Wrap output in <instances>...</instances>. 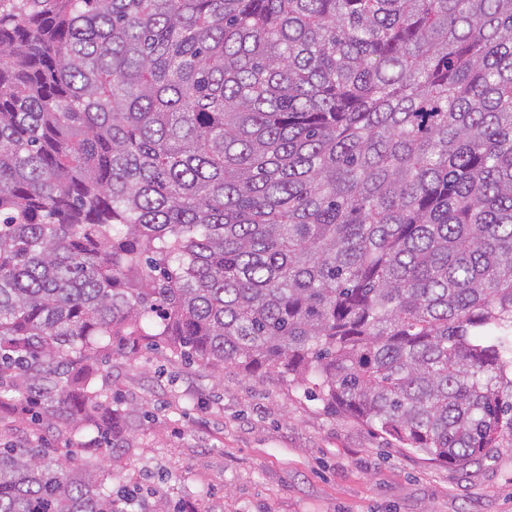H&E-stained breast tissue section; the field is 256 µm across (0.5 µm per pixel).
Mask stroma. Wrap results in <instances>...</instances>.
Instances as JSON below:
<instances>
[{
    "instance_id": "stroma-1",
    "label": "stroma",
    "mask_w": 512,
    "mask_h": 512,
    "mask_svg": "<svg viewBox=\"0 0 512 512\" xmlns=\"http://www.w3.org/2000/svg\"><path fill=\"white\" fill-rule=\"evenodd\" d=\"M97 384L127 423V449L74 437L0 388V443L97 461L112 490L154 488L198 512H512V447L439 463L300 388L235 366L171 357L162 341L114 351Z\"/></svg>"
}]
</instances>
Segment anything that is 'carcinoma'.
Here are the masks:
<instances>
[{
  "label": "carcinoma",
  "mask_w": 512,
  "mask_h": 512,
  "mask_svg": "<svg viewBox=\"0 0 512 512\" xmlns=\"http://www.w3.org/2000/svg\"><path fill=\"white\" fill-rule=\"evenodd\" d=\"M156 336L442 463L512 443V0H0V380L95 430ZM133 501L0 448V512Z\"/></svg>",
  "instance_id": "1"
}]
</instances>
